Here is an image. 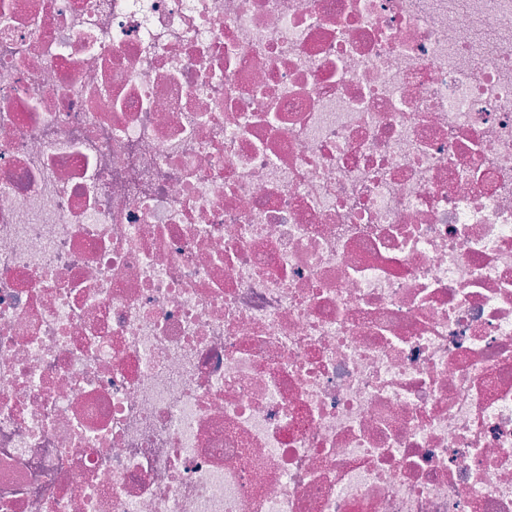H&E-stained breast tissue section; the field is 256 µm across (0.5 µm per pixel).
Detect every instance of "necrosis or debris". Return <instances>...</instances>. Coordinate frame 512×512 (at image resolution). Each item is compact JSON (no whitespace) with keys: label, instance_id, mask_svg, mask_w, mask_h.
I'll return each mask as SVG.
<instances>
[{"label":"necrosis or debris","instance_id":"1","mask_svg":"<svg viewBox=\"0 0 512 512\" xmlns=\"http://www.w3.org/2000/svg\"><path fill=\"white\" fill-rule=\"evenodd\" d=\"M0 512H512V0H0Z\"/></svg>","mask_w":512,"mask_h":512}]
</instances>
